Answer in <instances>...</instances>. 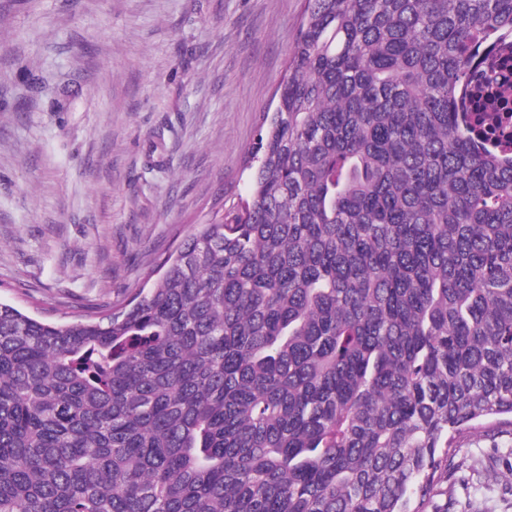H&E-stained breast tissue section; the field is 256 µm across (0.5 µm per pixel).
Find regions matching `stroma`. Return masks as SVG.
<instances>
[{"instance_id": "obj_1", "label": "stroma", "mask_w": 512, "mask_h": 512, "mask_svg": "<svg viewBox=\"0 0 512 512\" xmlns=\"http://www.w3.org/2000/svg\"><path fill=\"white\" fill-rule=\"evenodd\" d=\"M303 0H0V300L119 303L246 194ZM436 512H512V435L464 443Z\"/></svg>"}]
</instances>
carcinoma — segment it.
Returning a JSON list of instances; mask_svg holds the SVG:
<instances>
[{
    "label": "carcinoma",
    "mask_w": 512,
    "mask_h": 512,
    "mask_svg": "<svg viewBox=\"0 0 512 512\" xmlns=\"http://www.w3.org/2000/svg\"><path fill=\"white\" fill-rule=\"evenodd\" d=\"M491 29L512 0H305L243 205L123 302L0 303V512H432L512 433V156L456 107Z\"/></svg>",
    "instance_id": "1"
}]
</instances>
